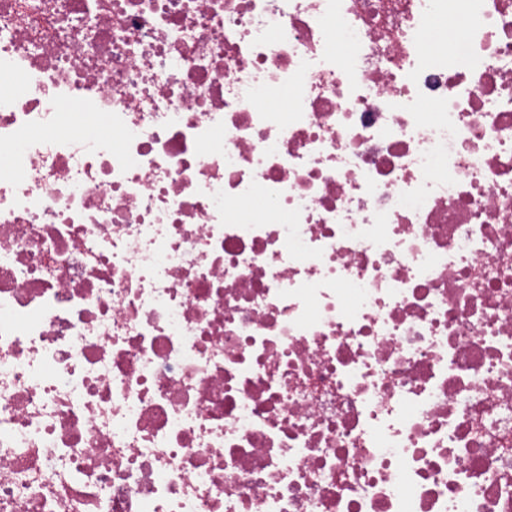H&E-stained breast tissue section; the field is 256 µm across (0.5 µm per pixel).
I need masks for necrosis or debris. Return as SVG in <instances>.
Masks as SVG:
<instances>
[{
	"instance_id": "obj_1",
	"label": "necrosis or debris",
	"mask_w": 512,
	"mask_h": 512,
	"mask_svg": "<svg viewBox=\"0 0 512 512\" xmlns=\"http://www.w3.org/2000/svg\"><path fill=\"white\" fill-rule=\"evenodd\" d=\"M0 512H512V0H0Z\"/></svg>"
}]
</instances>
